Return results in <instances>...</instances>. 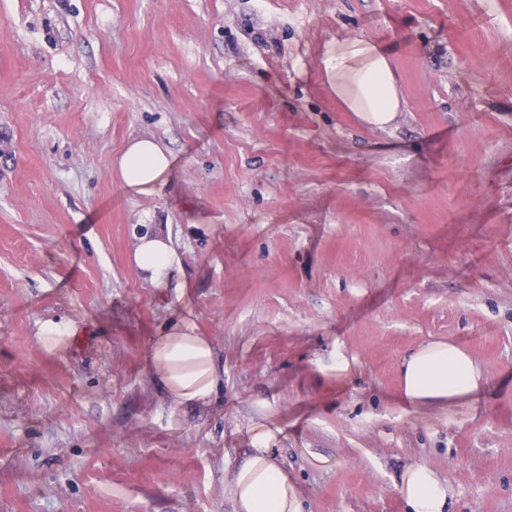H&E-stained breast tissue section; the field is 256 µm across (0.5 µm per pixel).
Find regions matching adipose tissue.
<instances>
[{
    "label": "adipose tissue",
    "mask_w": 512,
    "mask_h": 512,
    "mask_svg": "<svg viewBox=\"0 0 512 512\" xmlns=\"http://www.w3.org/2000/svg\"><path fill=\"white\" fill-rule=\"evenodd\" d=\"M326 80L337 101L366 123H391L403 98L391 59L371 41L339 37L327 42L322 56ZM121 189L132 197H150L172 180L170 151L155 139L131 140L113 161ZM133 262L146 281L168 285L182 260L170 236L149 230L137 236ZM145 370L175 405L208 402L224 376L209 337L191 316L176 314L152 336L144 354ZM490 377L459 346L431 341L406 356L400 367V399L414 409L431 408L444 416L456 409L475 411ZM253 446L232 475L235 512H302L300 495L274 452L276 431L267 423L250 427ZM398 489L409 512H448V483L430 465L405 468Z\"/></svg>",
    "instance_id": "obj_1"
}]
</instances>
